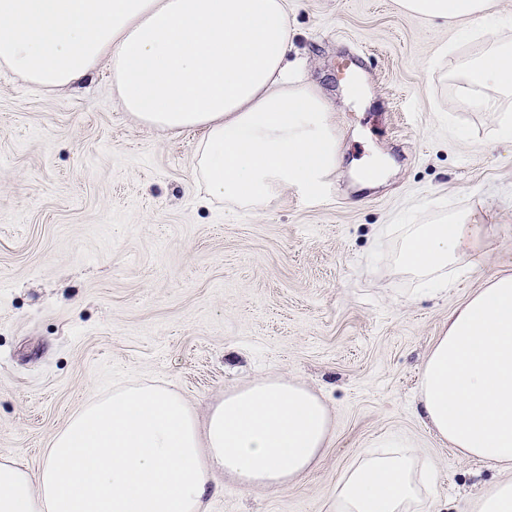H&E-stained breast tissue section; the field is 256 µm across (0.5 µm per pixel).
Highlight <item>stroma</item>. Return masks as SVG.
<instances>
[{
    "mask_svg": "<svg viewBox=\"0 0 512 512\" xmlns=\"http://www.w3.org/2000/svg\"><path fill=\"white\" fill-rule=\"evenodd\" d=\"M289 62L329 105L340 164L319 195L228 207L193 174L204 136L123 112L112 71L43 91L0 66V459L35 472L53 436L118 384L181 394L198 416L268 376L325 401L332 442L283 489L223 478L208 512H332L376 440H410L432 512H472L499 480L415 410L449 315L512 272V140L456 75L486 48L397 0H288ZM383 177L368 183L365 163ZM456 215L485 255L431 294L397 261L398 230Z\"/></svg>",
    "mask_w": 512,
    "mask_h": 512,
    "instance_id": "obj_1",
    "label": "stroma"
}]
</instances>
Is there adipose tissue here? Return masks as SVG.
Listing matches in <instances>:
<instances>
[{
  "mask_svg": "<svg viewBox=\"0 0 512 512\" xmlns=\"http://www.w3.org/2000/svg\"><path fill=\"white\" fill-rule=\"evenodd\" d=\"M408 13L496 37L493 0H398ZM286 0H0V66L53 89L101 61L124 111L155 129L200 128L198 167L213 196L255 206L288 187L316 194L339 162L322 95L289 72ZM470 104L512 94V46L459 74ZM471 227L413 224L398 255L434 284L476 264ZM416 406L460 459L502 472L475 512H512V274L474 291L448 318L422 368ZM325 402L265 378L225 394L206 417L178 393L132 383L84 406L56 433L38 472L0 461V512H207L219 478L280 489L307 476L330 444ZM349 468L335 512H408L420 477L407 439Z\"/></svg>",
  "mask_w": 512,
  "mask_h": 512,
  "instance_id": "ef3b65f1",
  "label": "adipose tissue"
}]
</instances>
